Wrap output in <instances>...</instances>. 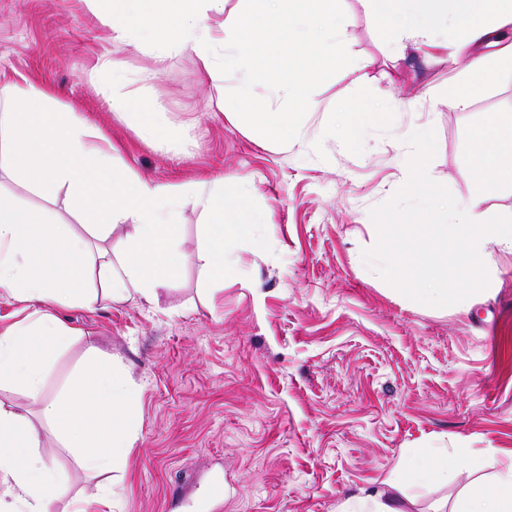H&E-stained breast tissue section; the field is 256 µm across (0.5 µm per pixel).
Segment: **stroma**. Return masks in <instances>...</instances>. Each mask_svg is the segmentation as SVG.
Here are the masks:
<instances>
[{
	"label": "stroma",
	"instance_id": "35a3bbf8",
	"mask_svg": "<svg viewBox=\"0 0 512 512\" xmlns=\"http://www.w3.org/2000/svg\"><path fill=\"white\" fill-rule=\"evenodd\" d=\"M336 11V60L310 87L303 143L282 150L227 121L195 54L170 48L160 71L154 47L114 49L86 0H0V81L48 88L141 176L241 181L240 206L265 218L237 243L222 289L197 264L205 219L188 204L184 258L156 302L55 306L80 334L51 361L44 397L70 383L89 348L109 352L138 385L120 412L137 438L104 479L42 431L40 457L66 477L49 512L97 498L105 480L112 512H196L216 477L224 501L214 512H341L367 494L397 497L401 512H453L472 475L404 479L411 454L437 449L451 466L475 454L486 477L512 462V253L492 248L490 294L438 308L406 298L361 258L378 238L370 210L408 179L413 130L434 128L429 174L458 204L470 201L465 127L512 109V62L454 111L448 94L465 74L456 24L432 49L392 41L363 0H338ZM113 50L120 91L108 71L88 84L84 72ZM140 102L160 105L172 139L137 137ZM357 104L368 115L347 149L337 130Z\"/></svg>",
	"mask_w": 512,
	"mask_h": 512
}]
</instances>
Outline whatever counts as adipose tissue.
Masks as SVG:
<instances>
[{
    "mask_svg": "<svg viewBox=\"0 0 512 512\" xmlns=\"http://www.w3.org/2000/svg\"><path fill=\"white\" fill-rule=\"evenodd\" d=\"M88 2L109 28L114 49L138 34L152 44L191 50L214 81L237 79L234 96L224 102L227 118L259 127L282 149L301 142L296 118L315 107L308 89L336 58L329 39L336 30V0H260L259 9L225 17L218 42L205 21L223 14L224 0H113L108 10L101 9V0ZM367 3L374 19L398 20L394 38L416 43H435L449 18L464 20L471 81L449 97L454 110L469 107L472 85L492 79L481 46L512 27V0ZM271 56L286 64L280 76L266 66ZM261 83L287 87V111H265L255 94ZM102 141L82 113L60 107L43 86L25 79L0 86V184H21L48 201L67 189L86 228L77 233L68 222L51 221L48 210L18 207L0 195V291L22 305H44L0 331V383L41 405L37 426L0 405V498H14L25 512H48L59 479L36 453L40 427L74 449L85 471L97 474L111 471L136 436L132 425L115 419L120 407L132 404L136 387L114 368L111 355L92 351L62 394L43 398L46 368L77 334L52 313V305L87 307L100 298L155 301L182 261L173 241L179 210L188 202L207 218L197 259L211 286L223 287L230 243L261 221L235 205L240 184L146 179L116 163ZM118 228L124 231L119 248L91 251L92 240H107ZM92 273L100 282L96 292L86 286ZM90 415L97 423L87 429L83 423ZM460 512H512V465L490 485L470 488Z\"/></svg>",
    "mask_w": 512,
    "mask_h": 512,
    "instance_id": "ef3b65f1",
    "label": "adipose tissue"
}]
</instances>
